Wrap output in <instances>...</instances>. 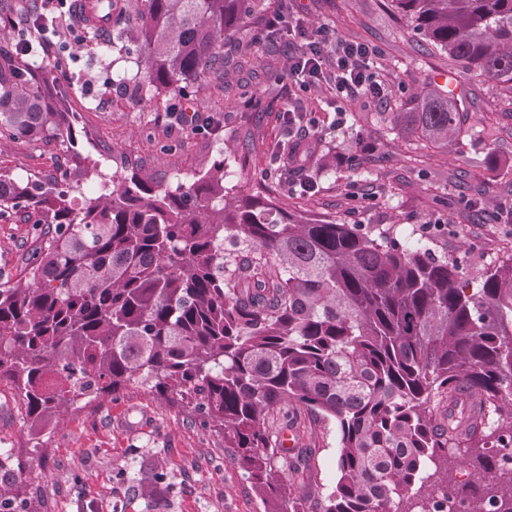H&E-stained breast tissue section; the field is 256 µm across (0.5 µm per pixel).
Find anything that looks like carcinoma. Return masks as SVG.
<instances>
[{
	"label": "carcinoma",
	"mask_w": 512,
	"mask_h": 512,
	"mask_svg": "<svg viewBox=\"0 0 512 512\" xmlns=\"http://www.w3.org/2000/svg\"><path fill=\"white\" fill-rule=\"evenodd\" d=\"M430 44L512 90V0H392ZM253 0H134L112 43L136 44L146 91L182 92L224 67L218 49ZM0 0V33L39 17ZM465 99L440 89L386 120L431 143L460 136ZM57 78L0 46V137L73 141ZM216 160L163 188L139 169L79 201L56 178L0 173V213L45 225L22 279L0 284V384L37 437L78 401L141 386L224 430L269 512H416L448 484L512 512L502 464L512 426V257L466 271L384 229L309 221L259 193L236 196ZM230 242L232 249L224 248ZM340 434L333 489L307 507L289 474L314 449L278 439L298 414ZM0 480V512H31Z\"/></svg>",
	"instance_id": "carcinoma-1"
}]
</instances>
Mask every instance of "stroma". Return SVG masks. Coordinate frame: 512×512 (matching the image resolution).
<instances>
[{
  "instance_id": "35a3bbf8",
  "label": "stroma",
  "mask_w": 512,
  "mask_h": 512,
  "mask_svg": "<svg viewBox=\"0 0 512 512\" xmlns=\"http://www.w3.org/2000/svg\"><path fill=\"white\" fill-rule=\"evenodd\" d=\"M238 34L224 44V76L195 82L187 95L137 91L115 82L135 72L136 57L96 42L74 10L47 8L45 36L56 55L48 68L76 117L78 145L19 138L0 143V171L75 178L73 153L105 175L138 161L145 176L171 186L223 159L228 185L266 190L283 207L310 220L357 224L368 231L399 226L435 252L458 258L472 273L512 255V92L477 77L434 48L392 0H288L287 17L308 30L326 29V60L336 43H364L377 51L373 69L386 99L340 105L325 80L300 89L288 64L305 41L256 38L279 0H257ZM462 83L470 104L455 141L433 145L392 130L382 113L404 111L415 95L439 85V74ZM298 105L299 130L316 155L336 163L315 170L313 192L285 187L275 153L289 142L282 116ZM41 228L22 213L0 216V283L22 276L23 257ZM43 454L31 460L30 448ZM299 447L314 446L295 492L316 502L336 483L339 435L335 424L301 431ZM0 448L30 460L28 491L39 512H266L224 439L188 412L133 387L120 398L79 403L31 440L13 400L0 391ZM161 463L165 491L144 495L131 476L140 462Z\"/></svg>"
}]
</instances>
